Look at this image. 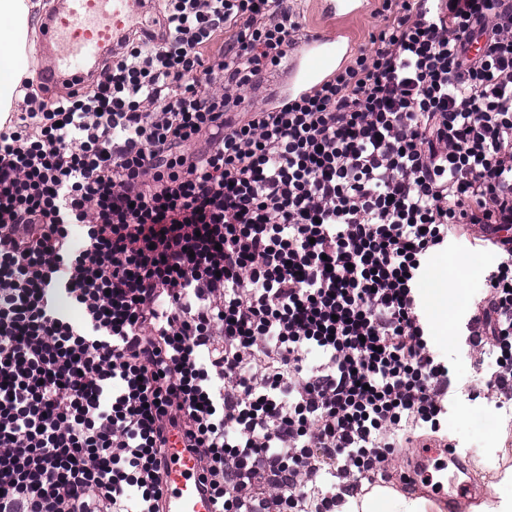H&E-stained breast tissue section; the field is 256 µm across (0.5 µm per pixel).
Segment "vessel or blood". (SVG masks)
<instances>
[{
    "instance_id": "obj_1",
    "label": "vessel or blood",
    "mask_w": 512,
    "mask_h": 512,
    "mask_svg": "<svg viewBox=\"0 0 512 512\" xmlns=\"http://www.w3.org/2000/svg\"><path fill=\"white\" fill-rule=\"evenodd\" d=\"M139 8L138 0H67L62 10L43 19L42 44L54 50L41 73L43 89L50 93L61 83L82 89L99 60L118 51L131 25L152 33V22L138 21ZM343 56L340 41L310 34L291 57L288 73L294 91L305 92L324 79L327 70L318 66V59ZM161 472L162 512H214L192 450L179 444L167 449Z\"/></svg>"
}]
</instances>
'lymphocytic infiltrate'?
<instances>
[{
	"mask_svg": "<svg viewBox=\"0 0 512 512\" xmlns=\"http://www.w3.org/2000/svg\"><path fill=\"white\" fill-rule=\"evenodd\" d=\"M163 5L0 120V512H161L174 434L215 512H336L448 414L417 288L449 237L498 255L467 397L512 404V0H381L275 106L243 91L304 36L287 0Z\"/></svg>",
	"mask_w": 512,
	"mask_h": 512,
	"instance_id": "lymphocytic-infiltrate-1",
	"label": "lymphocytic infiltrate"
}]
</instances>
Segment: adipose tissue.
<instances>
[{"instance_id":"ef3b65f1","label":"adipose tissue","mask_w":512,"mask_h":512,"mask_svg":"<svg viewBox=\"0 0 512 512\" xmlns=\"http://www.w3.org/2000/svg\"><path fill=\"white\" fill-rule=\"evenodd\" d=\"M29 0H0V112L10 111L12 100L22 77L17 58L27 56L35 45V32L29 27ZM436 276L442 288L432 293L435 305L430 315L434 331L432 344L456 351L461 343L460 318L464 284L455 270L439 265ZM428 503L413 499L386 487H373L357 496L346 497L340 512H426Z\"/></svg>"}]
</instances>
